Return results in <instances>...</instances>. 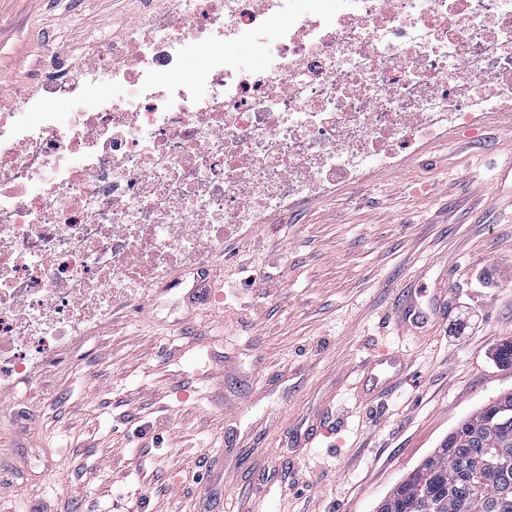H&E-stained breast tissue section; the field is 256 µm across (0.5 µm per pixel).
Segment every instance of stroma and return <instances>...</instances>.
<instances>
[{"label":"stroma","instance_id":"1","mask_svg":"<svg viewBox=\"0 0 512 512\" xmlns=\"http://www.w3.org/2000/svg\"><path fill=\"white\" fill-rule=\"evenodd\" d=\"M141 0H0V112L48 77L47 50L91 57ZM512 128L425 146L401 168L290 201L203 249L206 300L176 270L70 352L0 392V457L47 512H375L464 418L512 392ZM253 250L260 274L231 259ZM448 291L423 336L398 286ZM397 350L400 386L360 397L363 365ZM322 420L309 445L295 431Z\"/></svg>","mask_w":512,"mask_h":512}]
</instances>
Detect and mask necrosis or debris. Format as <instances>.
<instances>
[{"label": "necrosis or debris", "instance_id": "4bbe7bcc", "mask_svg": "<svg viewBox=\"0 0 512 512\" xmlns=\"http://www.w3.org/2000/svg\"><path fill=\"white\" fill-rule=\"evenodd\" d=\"M331 2L171 0L92 63L57 50L44 96L0 113V384L289 200L512 113V0Z\"/></svg>", "mask_w": 512, "mask_h": 512}]
</instances>
